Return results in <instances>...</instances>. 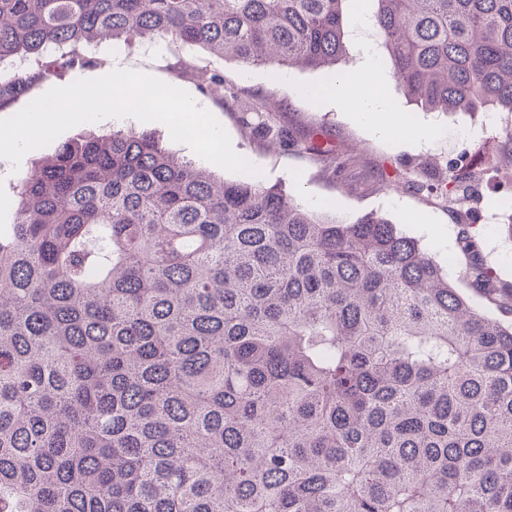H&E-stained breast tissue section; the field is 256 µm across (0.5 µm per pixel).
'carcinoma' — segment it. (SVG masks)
Wrapping results in <instances>:
<instances>
[{
    "label": "carcinoma",
    "instance_id": "cac0c4a2",
    "mask_svg": "<svg viewBox=\"0 0 512 512\" xmlns=\"http://www.w3.org/2000/svg\"><path fill=\"white\" fill-rule=\"evenodd\" d=\"M348 0H0V110L102 41L246 65L347 55ZM398 87L512 113V0H376ZM262 142L358 157L284 105L182 64ZM489 152L439 183L448 204ZM0 224V512H512V322L474 307L375 214L320 216L133 129L26 169ZM466 274L512 307L470 225Z\"/></svg>",
    "mask_w": 512,
    "mask_h": 512
}]
</instances>
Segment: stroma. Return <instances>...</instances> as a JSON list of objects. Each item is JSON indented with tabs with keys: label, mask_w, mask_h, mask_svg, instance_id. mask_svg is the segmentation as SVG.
Here are the masks:
<instances>
[{
	"label": "stroma",
	"mask_w": 512,
	"mask_h": 512,
	"mask_svg": "<svg viewBox=\"0 0 512 512\" xmlns=\"http://www.w3.org/2000/svg\"><path fill=\"white\" fill-rule=\"evenodd\" d=\"M376 10L375 0H349L345 5L343 24L350 55L339 61L335 73L285 68L274 75L267 67L248 66L231 59L216 64L226 82L284 99L286 110L279 114L278 124L326 131L340 151L358 147V166L347 185L328 178L321 163L310 155L279 146H262L219 96L201 93L192 79L180 76L182 62L204 58L199 47L166 41L157 52L140 42L117 40L111 48L98 52L96 66L84 70L83 75L96 78L121 67L184 89L225 127L235 152L261 168V181L282 186L310 210L331 218L350 221L365 212L380 214L445 265L449 277L474 306L497 313V306L477 293L465 275L459 232L461 222L474 224L486 265L501 284L512 285V230L506 225L507 216L512 213V167L501 165L486 171L479 186L480 201L464 217L452 211L444 198L425 189L429 175L422 168L424 161H432L437 175L444 177L448 162L490 145L493 132L486 127L489 114L426 112L405 97L397 88L374 29L357 26L359 15ZM368 49L376 56L379 86L388 104L385 120L391 131L386 135L376 132L372 123L358 119L346 103L335 97L325 94L313 102L305 94L313 86H333L337 75L358 72ZM128 128L154 133L180 156L190 160L195 157L189 147L172 141L163 123L131 117L84 123L62 133L60 139L65 142L89 132L102 134ZM442 237L448 239V248H437L436 242Z\"/></svg>",
	"instance_id": "35a3bbf8"
}]
</instances>
